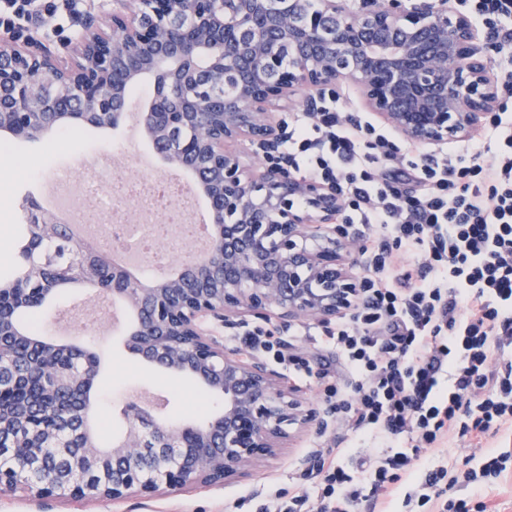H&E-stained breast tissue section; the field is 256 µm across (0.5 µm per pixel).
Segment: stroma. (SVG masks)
<instances>
[{
    "label": "stroma",
    "mask_w": 512,
    "mask_h": 512,
    "mask_svg": "<svg viewBox=\"0 0 512 512\" xmlns=\"http://www.w3.org/2000/svg\"><path fill=\"white\" fill-rule=\"evenodd\" d=\"M151 81L132 86L121 131L83 128L80 140H63L54 133L40 140H26L0 133V145L11 144L13 163L0 164V188L9 194L10 205L0 208V280L10 279L17 265L12 254L27 241L22 220L25 199L48 191L58 170L72 173L71 195H79L87 175L86 162L97 163L105 178H136L164 172L165 167L137 125V115L152 97ZM92 294L72 288L55 293L39 311L40 332L62 342L80 343L100 357L95 400L99 413L109 420L110 434L123 428L122 406L132 392L166 399L169 415L196 422L210 418L218 409L216 399L190 381L169 376L141 363L123 346V321L114 319L111 308L91 311ZM368 454L364 441L339 436L335 428L310 431L284 450L270 466L252 471L237 482L191 492L162 494L151 500L131 499L115 504L102 502H40L24 493L0 494V512H257L269 484L283 491L294 489L292 477L304 468L313 450L333 446L336 439Z\"/></svg>",
    "instance_id": "1"
}]
</instances>
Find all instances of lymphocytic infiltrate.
<instances>
[{
    "label": "lymphocytic infiltrate",
    "mask_w": 512,
    "mask_h": 512,
    "mask_svg": "<svg viewBox=\"0 0 512 512\" xmlns=\"http://www.w3.org/2000/svg\"><path fill=\"white\" fill-rule=\"evenodd\" d=\"M81 0H0V24L63 32ZM497 40L494 61L507 104L478 135L413 154L397 134L326 97L288 122L284 152L302 178L332 182L365 260L361 290L327 330L342 379L322 398L337 429L374 441L367 458L319 448L297 472L296 491H268L259 512H489L448 489H491L512 450L488 449L512 430V0H458ZM245 331L253 353L274 354L289 376L310 377L293 355L310 336ZM464 440L465 466L444 454Z\"/></svg>",
    "instance_id": "lymphocytic-infiltrate-1"
}]
</instances>
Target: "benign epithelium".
Returning <instances> with one entry per match:
<instances>
[{
	"instance_id": "obj_1",
	"label": "benign epithelium",
	"mask_w": 512,
	"mask_h": 512,
	"mask_svg": "<svg viewBox=\"0 0 512 512\" xmlns=\"http://www.w3.org/2000/svg\"><path fill=\"white\" fill-rule=\"evenodd\" d=\"M62 58L13 32L0 38V131L37 139L76 122L117 123L128 89L145 78L154 92L143 127L167 167L189 172L207 200V248L183 250L176 272L144 280L112 268V297L132 319L124 347L139 360L217 396L207 422L171 420L130 396L125 429L95 440L97 407L80 384L97 370L76 360L41 377L76 396L55 426L23 446L27 415L0 418V455L21 461L0 471V491L38 500L152 499L168 491L222 486L276 458L317 424L311 402L267 362L224 346L216 328L247 318L328 321L358 289L350 236L329 183L298 177L283 153V114L344 85L405 139L425 146L464 140L498 109L487 66L490 37L453 0L410 10L404 0H115L106 16L85 15ZM258 160L252 168L240 146ZM28 233L56 219L29 203ZM88 246L66 234L26 253L22 289L0 288V394L25 374L13 354L24 336L16 313L53 293L54 271L96 282ZM84 441L75 447L70 433Z\"/></svg>"
}]
</instances>
